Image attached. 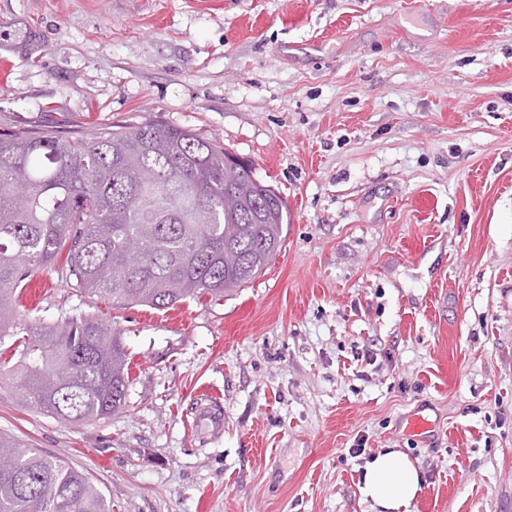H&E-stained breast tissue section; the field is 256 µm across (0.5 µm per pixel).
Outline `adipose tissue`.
<instances>
[{
  "instance_id": "1",
  "label": "adipose tissue",
  "mask_w": 512,
  "mask_h": 512,
  "mask_svg": "<svg viewBox=\"0 0 512 512\" xmlns=\"http://www.w3.org/2000/svg\"><path fill=\"white\" fill-rule=\"evenodd\" d=\"M421 491L417 468L395 450L380 451L364 469L359 493L373 512H410Z\"/></svg>"
}]
</instances>
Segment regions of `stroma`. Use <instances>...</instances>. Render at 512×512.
Wrapping results in <instances>:
<instances>
[{"label": "stroma", "instance_id": "35a3bbf8", "mask_svg": "<svg viewBox=\"0 0 512 512\" xmlns=\"http://www.w3.org/2000/svg\"><path fill=\"white\" fill-rule=\"evenodd\" d=\"M0 131L152 120L248 160L286 200L278 254L223 300L158 310L20 289L127 350L126 403L24 405L0 344V435L85 473L112 512H371L395 448L410 512H512V0H0ZM224 430L193 425L200 393ZM435 422L430 442L406 417ZM390 449L366 463L359 493L374 512H409L421 491L419 472L404 455Z\"/></svg>", "mask_w": 512, "mask_h": 512}]
</instances>
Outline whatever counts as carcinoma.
Here are the masks:
<instances>
[{"label":"carcinoma","mask_w":512,"mask_h":512,"mask_svg":"<svg viewBox=\"0 0 512 512\" xmlns=\"http://www.w3.org/2000/svg\"><path fill=\"white\" fill-rule=\"evenodd\" d=\"M0 40L32 45L0 22ZM220 143L162 120L82 137L28 126L0 132V341L23 336L16 370L26 404L69 422L125 402L121 334L93 316L22 321L16 289L31 273L124 306L217 301L251 283L279 250L288 209ZM0 512H112L80 471L0 436Z\"/></svg>","instance_id":"1"}]
</instances>
